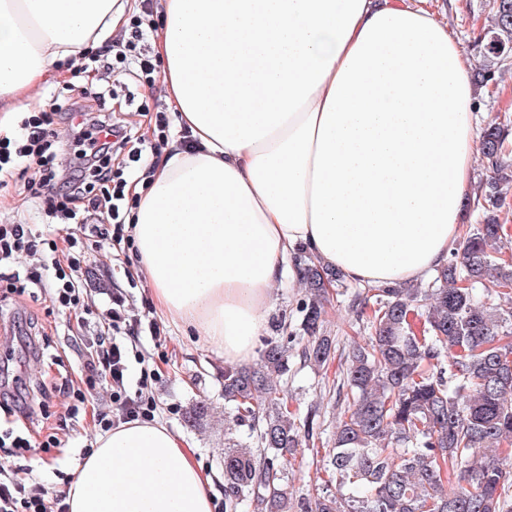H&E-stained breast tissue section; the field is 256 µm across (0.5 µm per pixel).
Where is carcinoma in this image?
Masks as SVG:
<instances>
[{
	"label": "carcinoma",
	"mask_w": 512,
	"mask_h": 512,
	"mask_svg": "<svg viewBox=\"0 0 512 512\" xmlns=\"http://www.w3.org/2000/svg\"><path fill=\"white\" fill-rule=\"evenodd\" d=\"M492 20L481 86L493 62L512 52V0H493ZM507 135L499 123L483 128L488 175L473 202L483 222L463 232L431 285L370 288L374 334L346 355V403L326 449L327 480L306 512H512V306L478 292L512 293V258L499 249L509 235L498 216L512 188V164L501 159ZM303 270L301 358L323 367L333 355L320 335L325 304L347 284L309 256ZM296 340L266 344L253 367L224 368L230 417L260 445L224 448V512H288L286 464L304 453L302 435L313 439L317 415L288 409V344Z\"/></svg>",
	"instance_id": "carcinoma-1"
}]
</instances>
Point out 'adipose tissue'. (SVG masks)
Returning <instances> with one entry per match:
<instances>
[{
	"mask_svg": "<svg viewBox=\"0 0 512 512\" xmlns=\"http://www.w3.org/2000/svg\"><path fill=\"white\" fill-rule=\"evenodd\" d=\"M129 0H0V109L27 107L126 23ZM171 142L132 235L157 311L225 360L250 356L297 249L347 281L448 260L472 194L478 92L445 17L409 0H160ZM69 512H213L214 475L165 423L95 435Z\"/></svg>",
	"mask_w": 512,
	"mask_h": 512,
	"instance_id": "obj_1",
	"label": "adipose tissue"
}]
</instances>
